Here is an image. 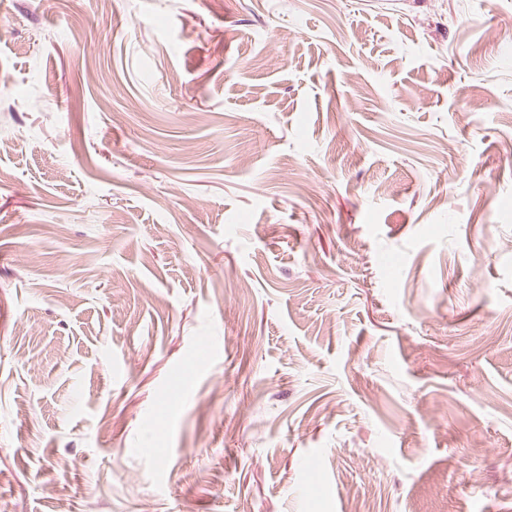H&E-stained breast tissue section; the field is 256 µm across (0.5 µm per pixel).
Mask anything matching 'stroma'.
I'll return each mask as SVG.
<instances>
[{"mask_svg":"<svg viewBox=\"0 0 512 512\" xmlns=\"http://www.w3.org/2000/svg\"><path fill=\"white\" fill-rule=\"evenodd\" d=\"M510 141L512 0H0V512H512Z\"/></svg>","mask_w":512,"mask_h":512,"instance_id":"35a3bbf8","label":"stroma"}]
</instances>
